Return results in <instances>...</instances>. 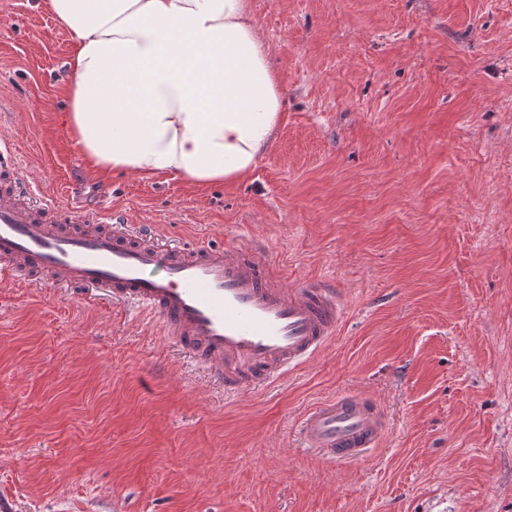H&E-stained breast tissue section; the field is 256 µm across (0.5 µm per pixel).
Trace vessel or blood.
<instances>
[{
	"mask_svg": "<svg viewBox=\"0 0 512 512\" xmlns=\"http://www.w3.org/2000/svg\"><path fill=\"white\" fill-rule=\"evenodd\" d=\"M106 219L111 231L92 232ZM4 276L139 305L231 394L314 358L334 341L344 309L326 285H288L254 241L170 246L120 212L104 215L54 197L30 207L9 190L0 191ZM298 432L305 447L350 463L380 445L386 420L375 400L340 397L310 408Z\"/></svg>",
	"mask_w": 512,
	"mask_h": 512,
	"instance_id": "1",
	"label": "vessel or blood"
}]
</instances>
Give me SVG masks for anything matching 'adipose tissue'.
<instances>
[{"label":"adipose tissue","instance_id":"obj_1","mask_svg":"<svg viewBox=\"0 0 512 512\" xmlns=\"http://www.w3.org/2000/svg\"><path fill=\"white\" fill-rule=\"evenodd\" d=\"M72 35L68 121L101 174L247 176L284 94L249 0H42Z\"/></svg>","mask_w":512,"mask_h":512}]
</instances>
